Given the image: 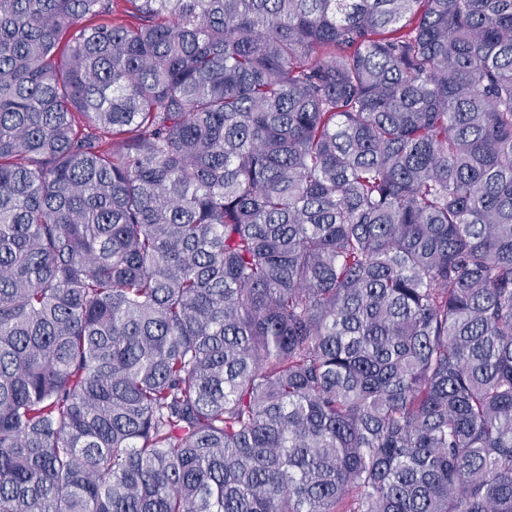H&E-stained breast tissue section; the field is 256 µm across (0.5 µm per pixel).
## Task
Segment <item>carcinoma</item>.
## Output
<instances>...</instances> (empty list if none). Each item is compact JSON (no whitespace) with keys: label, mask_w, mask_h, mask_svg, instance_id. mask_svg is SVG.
<instances>
[{"label":"carcinoma","mask_w":512,"mask_h":512,"mask_svg":"<svg viewBox=\"0 0 512 512\" xmlns=\"http://www.w3.org/2000/svg\"><path fill=\"white\" fill-rule=\"evenodd\" d=\"M0 512H512V0H0Z\"/></svg>","instance_id":"cac0c4a2"}]
</instances>
